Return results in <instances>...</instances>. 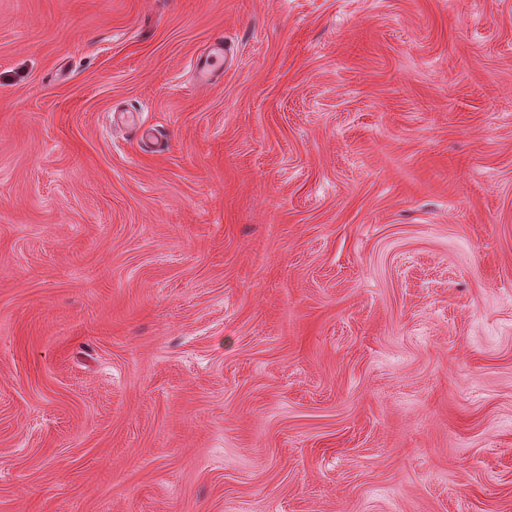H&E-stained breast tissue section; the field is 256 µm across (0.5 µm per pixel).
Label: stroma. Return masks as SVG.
Returning a JSON list of instances; mask_svg holds the SVG:
<instances>
[{"label": "stroma", "mask_w": 512, "mask_h": 512, "mask_svg": "<svg viewBox=\"0 0 512 512\" xmlns=\"http://www.w3.org/2000/svg\"><path fill=\"white\" fill-rule=\"evenodd\" d=\"M0 512H512V0H0ZM224 55V42L218 41L213 44L211 50L206 54H201L192 63L193 73L199 85L207 84L215 68L220 65Z\"/></svg>", "instance_id": "stroma-1"}]
</instances>
